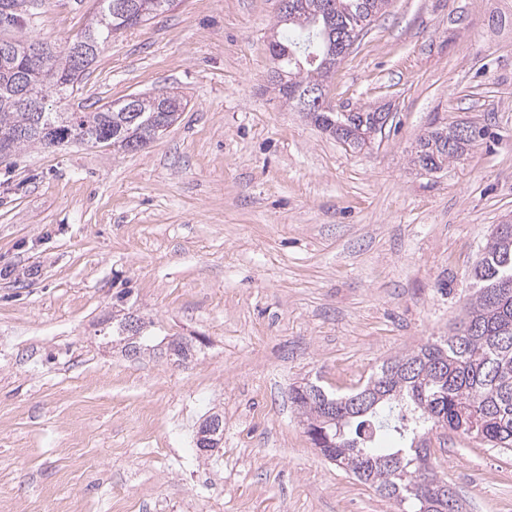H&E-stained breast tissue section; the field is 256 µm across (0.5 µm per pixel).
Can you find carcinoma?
<instances>
[{
	"label": "carcinoma",
	"mask_w": 512,
	"mask_h": 512,
	"mask_svg": "<svg viewBox=\"0 0 512 512\" xmlns=\"http://www.w3.org/2000/svg\"><path fill=\"white\" fill-rule=\"evenodd\" d=\"M173 0H98L94 22L82 32L94 51L80 64L67 48L48 46L33 59L31 48L44 43L25 36L7 39L0 51V153L50 144H112L126 148L130 138L150 141L174 124L188 102L176 94H158L139 111L125 102L95 112H27L17 106L26 90L35 95L70 97L84 73L112 38L165 12ZM389 0H289L278 23L297 33L295 39L271 42L275 61L273 89L296 102L313 123L336 139L358 148L382 129L387 114L376 110L338 112L328 105L317 112L302 104L310 87L323 86L341 60L340 39L360 33L382 13ZM18 0H0V25H17ZM319 60L311 64L308 56ZM483 136L471 125L437 126L418 140L414 166L428 172L461 157ZM473 295L448 337L385 360L364 384L349 394L335 395L317 384L293 389V403L305 421L315 415L308 397L319 393L336 403V413L322 421L334 444L336 465L385 499L411 504L402 512H464L463 502L443 480L432 461V436L440 430L459 433L477 445L512 451V224L495 226L471 269ZM153 324L142 323L135 338L124 320L106 328L103 338L129 355L151 348ZM393 432L395 448L368 443L375 432Z\"/></svg>",
	"instance_id": "1"
}]
</instances>
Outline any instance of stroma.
<instances>
[{"label":"stroma","instance_id":"obj_1","mask_svg":"<svg viewBox=\"0 0 512 512\" xmlns=\"http://www.w3.org/2000/svg\"><path fill=\"white\" fill-rule=\"evenodd\" d=\"M279 0H175L113 39L71 98L164 89L178 121L141 150L63 145L0 160V512H397L306 434L293 388L347 393L447 335L470 269L512 218V10L391 0L326 87L388 107L352 148L268 86ZM95 0H27L0 37L64 45ZM483 139L433 173L419 136ZM195 355L102 339L116 293ZM224 439L205 456L200 423ZM436 467L468 512H512V451L447 432Z\"/></svg>","mask_w":512,"mask_h":512}]
</instances>
